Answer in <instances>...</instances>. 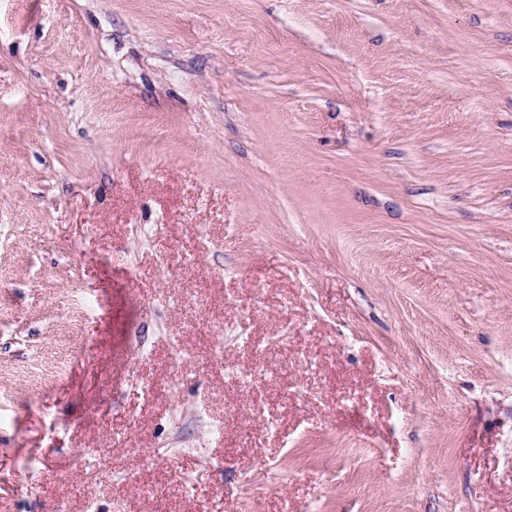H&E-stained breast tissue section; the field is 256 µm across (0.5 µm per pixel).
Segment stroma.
<instances>
[{
    "instance_id": "1",
    "label": "stroma",
    "mask_w": 512,
    "mask_h": 512,
    "mask_svg": "<svg viewBox=\"0 0 512 512\" xmlns=\"http://www.w3.org/2000/svg\"><path fill=\"white\" fill-rule=\"evenodd\" d=\"M0 512H512V0H0Z\"/></svg>"
}]
</instances>
